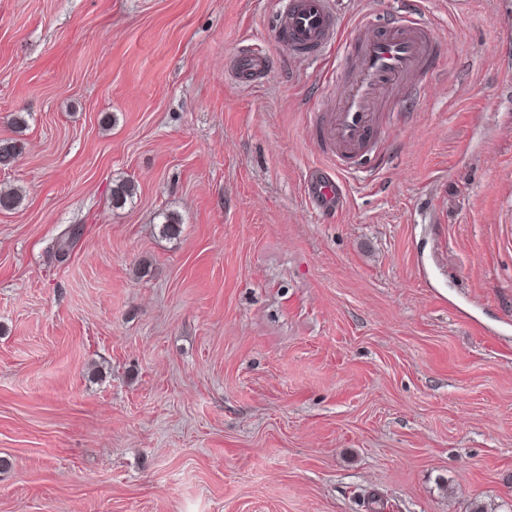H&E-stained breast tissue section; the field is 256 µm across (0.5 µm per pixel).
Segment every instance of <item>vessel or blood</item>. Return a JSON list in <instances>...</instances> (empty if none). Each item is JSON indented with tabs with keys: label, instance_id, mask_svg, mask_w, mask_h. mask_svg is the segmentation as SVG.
Listing matches in <instances>:
<instances>
[{
	"label": "vessel or blood",
	"instance_id": "b4317fda",
	"mask_svg": "<svg viewBox=\"0 0 512 512\" xmlns=\"http://www.w3.org/2000/svg\"><path fill=\"white\" fill-rule=\"evenodd\" d=\"M280 30L291 52L305 55L330 45L336 28L330 0H286ZM437 52L429 21L418 12L404 13L384 28L372 20L360 23L336 76L334 104L315 127L322 152L338 173L372 177L383 161L376 146L392 100L410 90L413 78L430 68ZM242 81L261 74L266 61L258 55L239 56L234 64ZM316 203L332 205L343 194L340 181L329 176L307 185Z\"/></svg>",
	"mask_w": 512,
	"mask_h": 512
}]
</instances>
